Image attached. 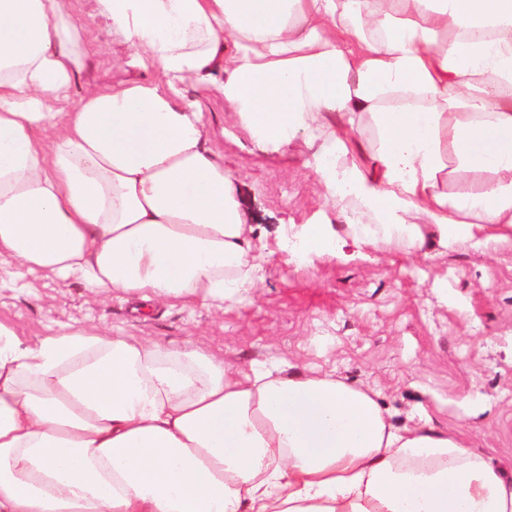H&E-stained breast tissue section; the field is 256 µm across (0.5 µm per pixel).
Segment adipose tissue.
Wrapping results in <instances>:
<instances>
[{
	"label": "adipose tissue",
	"mask_w": 512,
	"mask_h": 512,
	"mask_svg": "<svg viewBox=\"0 0 512 512\" xmlns=\"http://www.w3.org/2000/svg\"><path fill=\"white\" fill-rule=\"evenodd\" d=\"M163 84L89 89L61 0H0V257L142 301L223 307L255 284L233 174L186 79L224 72L257 142H319L356 246L512 227V0H96ZM367 129L372 171L352 157ZM485 173L449 198V172ZM0 512H512V480L378 394L291 363L232 370L72 327L0 323Z\"/></svg>",
	"instance_id": "1"
}]
</instances>
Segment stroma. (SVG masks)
I'll use <instances>...</instances> for the list:
<instances>
[{
    "mask_svg": "<svg viewBox=\"0 0 512 512\" xmlns=\"http://www.w3.org/2000/svg\"><path fill=\"white\" fill-rule=\"evenodd\" d=\"M66 4L86 25L89 52L63 111L90 87L159 82L102 26L94 0ZM180 97L200 106L208 145L237 180L258 257L253 292L221 310H145L125 294L96 296L11 260L0 264V322L24 341L80 324L166 349L199 346L244 370L285 360L305 376L329 373L376 390L395 426L420 423L490 449L512 479V229L487 227L446 246L431 237L412 255L354 247L342 236L358 216L325 200L314 147L299 138L266 150L209 83L186 80ZM305 224L329 225L335 237L321 252L295 253L289 234Z\"/></svg>",
    "mask_w": 512,
    "mask_h": 512,
    "instance_id": "stroma-1",
    "label": "stroma"
}]
</instances>
